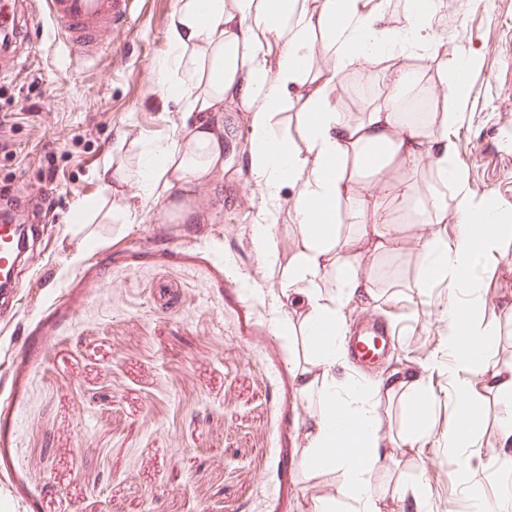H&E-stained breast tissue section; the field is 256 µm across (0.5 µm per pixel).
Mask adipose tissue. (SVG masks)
<instances>
[{
	"label": "adipose tissue",
	"instance_id": "1",
	"mask_svg": "<svg viewBox=\"0 0 512 512\" xmlns=\"http://www.w3.org/2000/svg\"><path fill=\"white\" fill-rule=\"evenodd\" d=\"M387 2L175 0L166 36L170 65L158 78L168 95L200 114L217 111L228 95L259 100L250 126L257 187L271 194L285 180L301 181L293 200L298 246L281 289L305 297L309 306L299 331L312 359L297 363L294 372L311 404L308 457L340 471L343 478L335 493L313 497L309 512H383L385 505L367 480L373 468L389 461L374 403L381 395L404 392V436L411 446L425 432L433 408L431 393L421 385L404 391L396 381L375 385L354 381L340 392L332 376L345 354L337 341L342 309L358 292L371 288L369 278L358 272L357 247L363 244L389 254L400 251L401 238L385 212L390 206L401 208L416 194L409 184H383L387 170L413 168L429 157L454 190L458 232L450 243L431 234L422 236L423 258L413 286L421 294L431 282L444 280L450 288L468 291L466 304H448L455 401L471 403V375L495 348L492 334L479 328L475 320L482 302L476 257H503L504 245L512 242V225L499 223L471 200L464 175L449 167L447 154L430 153L456 117L472 60L459 64L451 87L436 98L439 117L430 123L406 121L394 97L357 122L337 110L331 90L341 70L363 69L395 53L410 55L430 46L425 32L437 12V0L410 5L396 29L388 25ZM316 36L325 42L332 64L309 88L304 77L310 69L309 46ZM271 39L282 44L274 65L265 50ZM291 93L303 109L300 132L309 144L306 157L290 148L273 123ZM223 162V138L202 122L193 125L186 137L143 147L136 172L107 162L98 176L103 180L133 178L152 194L203 180ZM342 202L358 218L350 237L342 235L337 222V206ZM490 385L500 397L499 437L505 452L499 462L507 474L512 472V458L506 454L512 447V374L493 377ZM475 420V414L469 413L448 429V445L463 450L459 464L470 478L477 474L473 459L483 456L472 436Z\"/></svg>",
	"mask_w": 512,
	"mask_h": 512
}]
</instances>
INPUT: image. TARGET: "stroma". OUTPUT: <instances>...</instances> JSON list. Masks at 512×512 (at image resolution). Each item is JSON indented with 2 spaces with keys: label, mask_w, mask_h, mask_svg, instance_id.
<instances>
[{
  "label": "stroma",
  "mask_w": 512,
  "mask_h": 512,
  "mask_svg": "<svg viewBox=\"0 0 512 512\" xmlns=\"http://www.w3.org/2000/svg\"><path fill=\"white\" fill-rule=\"evenodd\" d=\"M175 0H141L135 20L109 31L91 59L69 52L45 11L30 14L23 49L39 88L21 89L18 68L0 71V190L55 201V223L40 227L8 305L0 307V512H304L342 478L314 467L304 449L309 411L293 366L309 349L283 335L288 308L280 280L296 248L290 205L297 185L276 199L255 185L249 126L254 101L225 98L214 131L231 139L223 168L205 183L156 198L136 184L98 178L105 160L134 167L149 142L185 136L193 114L163 92ZM446 49L422 75L432 87L453 79L460 59L477 58L467 98L449 126L448 164L465 171L475 202L512 222V0H440L429 32ZM361 73L342 71L333 91L351 120L382 99H357ZM417 196L389 212L405 246L383 261L360 255L374 280L369 296L346 303L345 325L375 314L393 333L385 361L363 370L337 365V388L396 378L390 362L415 367L435 404L425 435L405 447L397 397L381 399V431L391 469L369 480L386 512H488L502 474L454 482L458 452L448 446L447 282L411 287L422 255ZM89 224L73 221L80 207ZM271 218L277 260L263 262L255 226ZM479 261L484 303L477 323L498 349L473 378L481 406L475 434L498 448L494 371H512V246Z\"/></svg>",
  "instance_id": "35a3bbf8"
}]
</instances>
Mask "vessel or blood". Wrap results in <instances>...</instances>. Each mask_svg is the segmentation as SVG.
<instances>
[{
	"label": "vessel or blood",
	"mask_w": 512,
	"mask_h": 512,
	"mask_svg": "<svg viewBox=\"0 0 512 512\" xmlns=\"http://www.w3.org/2000/svg\"><path fill=\"white\" fill-rule=\"evenodd\" d=\"M50 20L66 44L93 54L100 38V22L110 19L114 25L129 23L137 0H45ZM28 0H0V29L9 31L12 42L23 44L30 37L27 23ZM17 218L0 216V275L15 280L24 263L23 245L17 238ZM391 344L389 330L379 323H368L345 339L355 363L370 367L380 363Z\"/></svg>",
	"instance_id": "vessel-or-blood-1"
}]
</instances>
